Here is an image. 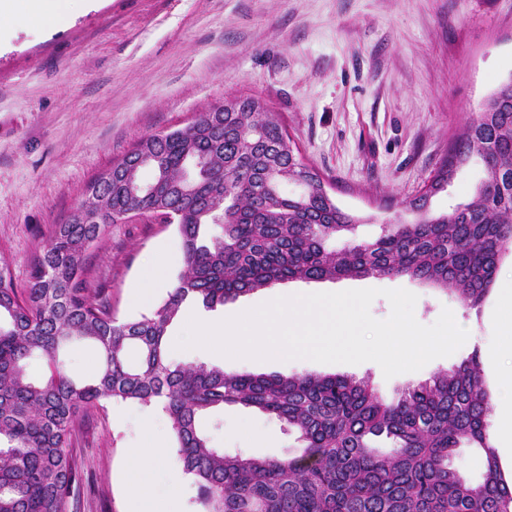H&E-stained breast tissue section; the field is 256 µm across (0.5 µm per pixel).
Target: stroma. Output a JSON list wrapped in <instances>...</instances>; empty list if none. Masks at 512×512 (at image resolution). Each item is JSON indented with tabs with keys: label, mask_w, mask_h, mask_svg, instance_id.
<instances>
[{
	"label": "stroma",
	"mask_w": 512,
	"mask_h": 512,
	"mask_svg": "<svg viewBox=\"0 0 512 512\" xmlns=\"http://www.w3.org/2000/svg\"><path fill=\"white\" fill-rule=\"evenodd\" d=\"M58 32L23 11L0 24V254L16 286L36 249L65 223L85 187L143 136L183 127L212 104L256 96L285 125L306 162L343 209L364 216L356 238L405 219V200L428 180L449 138L512 76V0H70ZM480 160L460 168L432 199L447 212L469 200ZM165 267L148 304L132 297L144 271ZM88 278L121 321L150 314L184 268L176 225L151 217L108 225L89 252ZM512 281V251L478 307L408 278L290 281L208 311L190 304L169 329L177 340L190 317L213 323L276 296L375 288L405 289L416 320L451 310L471 341L422 369L385 378L373 362L256 361L202 349H170L174 363L253 374L353 375L385 400L498 340V292ZM151 407L106 400L78 419L72 445L80 479L72 512H127V451L142 446ZM215 447L285 458L295 434L274 417L225 407L202 419Z\"/></svg>",
	"instance_id": "stroma-1"
}]
</instances>
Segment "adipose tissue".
<instances>
[{
	"instance_id": "obj_1",
	"label": "adipose tissue",
	"mask_w": 512,
	"mask_h": 512,
	"mask_svg": "<svg viewBox=\"0 0 512 512\" xmlns=\"http://www.w3.org/2000/svg\"><path fill=\"white\" fill-rule=\"evenodd\" d=\"M166 455V446L152 435L147 437L143 447L130 450L132 470L128 476L127 487L132 512H181V492L186 484L182 473L172 474L170 491L167 496L161 498L155 494L141 468L143 461L161 463L165 461Z\"/></svg>"
}]
</instances>
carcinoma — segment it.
<instances>
[{
	"instance_id": "cac0c4a2",
	"label": "carcinoma",
	"mask_w": 512,
	"mask_h": 512,
	"mask_svg": "<svg viewBox=\"0 0 512 512\" xmlns=\"http://www.w3.org/2000/svg\"><path fill=\"white\" fill-rule=\"evenodd\" d=\"M478 158L471 199L434 212L431 199ZM155 171L141 194V170ZM305 182L298 195L283 181ZM87 207L54 227L24 287L0 255V512H70L79 471L69 448L79 413L103 400L162 405L177 469L194 480L199 512H512L489 433L490 400L476 355L411 385L391 402L348 375L252 374L174 364L168 328L188 301L213 310L290 280L408 277L478 306L512 250V76L448 143L439 167L406 204L410 218L340 250L328 241L365 221L340 208L259 97L226 100L180 129L142 137L97 178ZM163 211L177 226L185 269L150 315L118 321L89 287L87 252L121 217ZM222 224L203 240L202 229ZM96 353L73 380L60 352ZM44 363L31 378L30 361ZM226 405L275 417L298 434L288 458L229 454L201 419ZM394 442L384 452L376 439ZM483 454L479 483L452 465L463 444Z\"/></svg>"
}]
</instances>
